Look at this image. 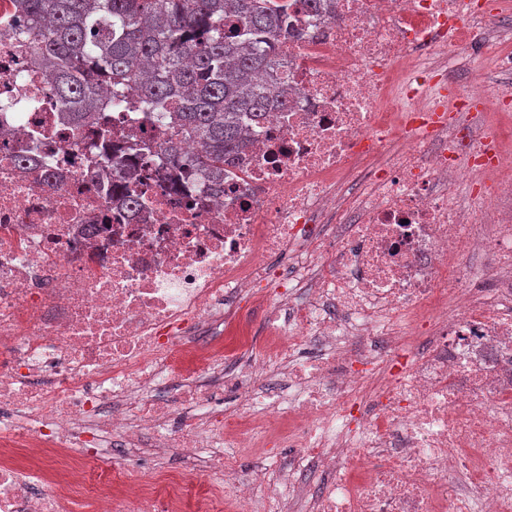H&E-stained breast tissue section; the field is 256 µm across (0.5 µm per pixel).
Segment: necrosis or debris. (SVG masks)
I'll return each mask as SVG.
<instances>
[{
  "label": "necrosis or debris",
  "mask_w": 512,
  "mask_h": 512,
  "mask_svg": "<svg viewBox=\"0 0 512 512\" xmlns=\"http://www.w3.org/2000/svg\"><path fill=\"white\" fill-rule=\"evenodd\" d=\"M288 10L220 194L0 24V512H512V178L458 192L512 167V0ZM271 444L296 469L239 470Z\"/></svg>",
  "instance_id": "obj_1"
}]
</instances>
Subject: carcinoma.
Returning a JSON list of instances; mask_svg holds the SVG:
<instances>
[{
    "label": "carcinoma",
    "mask_w": 512,
    "mask_h": 512,
    "mask_svg": "<svg viewBox=\"0 0 512 512\" xmlns=\"http://www.w3.org/2000/svg\"><path fill=\"white\" fill-rule=\"evenodd\" d=\"M17 32L61 102L84 118L107 92L126 112L190 135L201 150L170 161L212 174L239 164L245 124H263L280 90L267 44L288 32L287 0H10Z\"/></svg>",
    "instance_id": "carcinoma-1"
}]
</instances>
